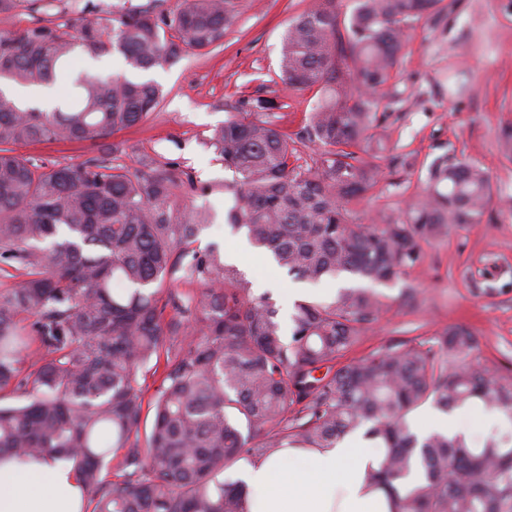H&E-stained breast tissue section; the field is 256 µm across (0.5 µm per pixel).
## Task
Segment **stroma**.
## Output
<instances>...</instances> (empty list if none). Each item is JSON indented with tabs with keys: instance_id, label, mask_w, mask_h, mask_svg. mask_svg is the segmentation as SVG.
Returning a JSON list of instances; mask_svg holds the SVG:
<instances>
[{
	"instance_id": "1",
	"label": "stroma",
	"mask_w": 512,
	"mask_h": 512,
	"mask_svg": "<svg viewBox=\"0 0 512 512\" xmlns=\"http://www.w3.org/2000/svg\"><path fill=\"white\" fill-rule=\"evenodd\" d=\"M439 18L424 19L406 32L405 55L395 89L403 97L398 119L384 133L386 150L379 182L354 209L356 223L398 216L406 198L425 184L435 158L466 159L490 175L493 203L481 223L452 232L426 246L423 264L383 287L391 309L371 335L356 347L361 357L415 330L420 339L452 323L473 328L483 342L489 365L512 371V156L500 140L512 125V7L506 0H451ZM311 0H238L233 24L221 47L186 55L153 72L161 90L158 107L139 125L110 136L106 144L36 143L19 152L37 162L77 165L116 147L120 164L133 173L143 164L173 163L188 172L194 187L178 194L181 207L206 206L214 216L196 247L224 246L232 234L226 214L234 198L225 189L235 175L225 169L209 139L235 115L241 96H263L280 103V124L295 132L317 104L314 90H288L280 79L283 36L291 20ZM464 71L463 96L443 94L439 84L451 69ZM408 155L406 168L393 159ZM237 267L251 286L273 288L287 300L296 281L270 258L246 251Z\"/></svg>"
}]
</instances>
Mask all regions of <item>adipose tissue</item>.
Returning <instances> with one entry per match:
<instances>
[{
	"label": "adipose tissue",
	"mask_w": 512,
	"mask_h": 512,
	"mask_svg": "<svg viewBox=\"0 0 512 512\" xmlns=\"http://www.w3.org/2000/svg\"><path fill=\"white\" fill-rule=\"evenodd\" d=\"M376 447L345 437L331 448H285L240 461L244 512H393L387 496L363 482ZM85 491L72 463L18 462L0 454V512H83Z\"/></svg>",
	"instance_id": "obj_1"
}]
</instances>
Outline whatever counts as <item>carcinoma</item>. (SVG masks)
Returning a JSON list of instances; mask_svg holds the SVG:
<instances>
[{"label": "carcinoma", "mask_w": 512, "mask_h": 512, "mask_svg": "<svg viewBox=\"0 0 512 512\" xmlns=\"http://www.w3.org/2000/svg\"><path fill=\"white\" fill-rule=\"evenodd\" d=\"M52 2L0 0V15ZM441 2L355 0L341 29L337 0H313L289 24L280 57L284 84L323 92L309 121L289 133L279 103L244 98L241 117L214 131L211 146L236 175L225 186L236 199L232 233L298 280L360 281L297 303L288 335L270 297L253 295L219 249L194 248L208 213L178 206L187 172L131 174L104 157L46 166L16 152L134 127L159 103L155 84L80 72L51 112L0 89V263L24 276L0 290V389L24 400L0 405V452L73 462L85 512H241L243 487L225 477L241 457L331 448L361 431L382 450L366 480L396 512H512V374L491 370L470 327L345 359L390 309L376 287L420 265L424 245L481 223L492 203L484 168L442 156L399 217L352 221L351 204L379 181L405 30L440 16ZM236 7L181 0L157 14L131 5L108 36L85 5L72 33L39 25L0 34V82L47 85L78 50L163 69L220 43ZM298 143L322 151L304 161ZM180 280L199 288L185 298L171 287ZM152 370L160 383L142 434L141 381ZM427 403L499 420L478 438L420 437L410 417Z\"/></svg>", "instance_id": "1"}]
</instances>
